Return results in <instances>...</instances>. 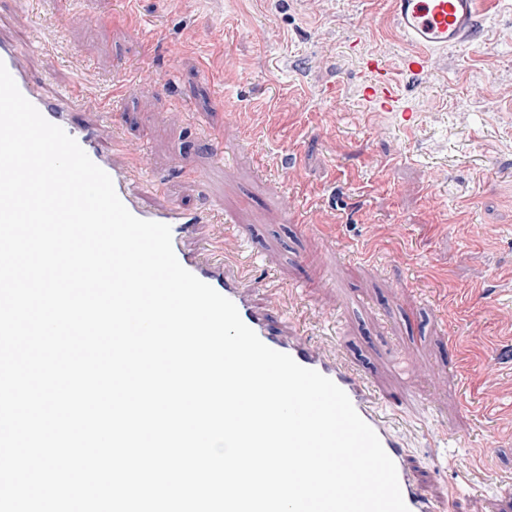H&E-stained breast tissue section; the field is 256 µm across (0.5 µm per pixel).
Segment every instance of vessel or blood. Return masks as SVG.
<instances>
[{"label":"vessel or blood","instance_id":"1","mask_svg":"<svg viewBox=\"0 0 512 512\" xmlns=\"http://www.w3.org/2000/svg\"><path fill=\"white\" fill-rule=\"evenodd\" d=\"M477 16L478 0H393V17L400 35L413 48L412 54L405 59L406 68L424 72L432 51L463 47L473 41ZM0 62L5 64L20 92L41 115L63 128L90 159L110 175L119 198L132 214L170 226L173 249L183 267L233 301L243 322L267 346L328 377L348 395L358 415L375 431L393 460L409 512H452L450 498L431 496L421 490L415 473L406 464V451L393 422L397 415L409 422L418 420L427 410L425 399H417L407 404L401 413H393L370 389L361 369L320 351L309 337L275 330L270 324V317L282 295L277 284L271 281L262 283L264 299L262 303H255L245 286L250 268L243 263L241 253L207 264L198 261L188 248L187 242L193 237L197 225L212 220L211 210L194 209L178 202L165 206L152 203L148 191L133 186L125 171L113 161L114 155L124 147L123 140L116 135L102 136L98 131L99 123L111 121V114H98L92 121L77 120V113L87 109L82 95L69 90L58 92L53 97L46 96L40 83L29 76L22 56L11 40L0 39ZM363 63L371 76L364 88L365 99L377 111H394L397 98L386 65L373 54L365 55Z\"/></svg>","mask_w":512,"mask_h":512}]
</instances>
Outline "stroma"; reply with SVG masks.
<instances>
[{
  "mask_svg": "<svg viewBox=\"0 0 512 512\" xmlns=\"http://www.w3.org/2000/svg\"><path fill=\"white\" fill-rule=\"evenodd\" d=\"M392 0H0L47 93L111 112L102 134L145 152L157 202L231 212L190 249L243 251L326 351L392 405L410 462L458 512H512V0H481L475 43L414 74ZM379 55L399 111L363 97ZM144 83L113 103L112 80ZM346 111H337L336 99ZM415 107L405 122L402 107ZM311 224L298 232L296 218Z\"/></svg>",
  "mask_w": 512,
  "mask_h": 512,
  "instance_id": "1",
  "label": "stroma"
}]
</instances>
